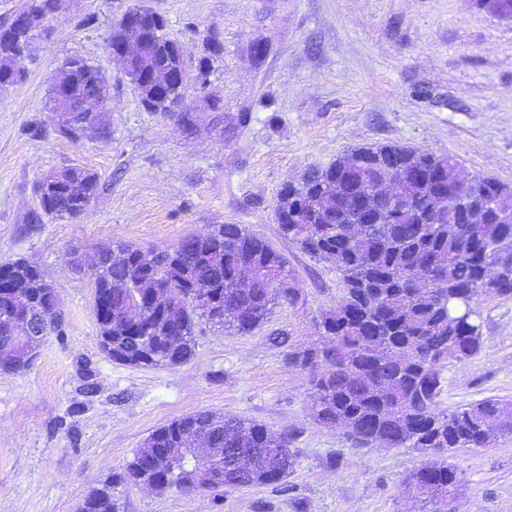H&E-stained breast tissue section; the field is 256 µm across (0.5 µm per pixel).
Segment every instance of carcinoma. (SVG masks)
Here are the masks:
<instances>
[{"instance_id":"obj_1","label":"carcinoma","mask_w":512,"mask_h":512,"mask_svg":"<svg viewBox=\"0 0 512 512\" xmlns=\"http://www.w3.org/2000/svg\"><path fill=\"white\" fill-rule=\"evenodd\" d=\"M58 2L31 0L32 29L18 42H0L1 87L22 80V62ZM143 26L153 58L147 79L168 94L169 76L185 70L184 59L158 12L144 13ZM104 82L98 67L81 56L66 58L57 78L62 86ZM83 120L81 112H65L55 132L69 140L110 134L105 125L85 126ZM378 153L414 171L409 203L382 199L362 210L356 196L364 193ZM97 186L96 175L82 168L51 173L31 221L79 215ZM434 194L479 204L489 220L471 224L462 211L431 214L425 203ZM276 212L281 234L328 263L343 284L342 296L318 322L322 347L288 354L290 363L311 371L319 423H342L356 448L385 438L394 448L428 455L491 447L494 421L512 430L511 401L491 398L440 409L443 377L437 369L478 351L479 299L512 295L511 187L490 177H464L452 155L390 143L359 147L309 170L303 186L281 190ZM89 258L97 265L94 299L112 304V317L97 318L101 347L125 365L178 366L194 354L199 322L243 335L265 323L276 305L297 298L284 257L240 224H215L165 252L113 243L84 256ZM197 283L207 284L216 298L207 310L192 295ZM58 302V290L38 267L23 258L1 263L0 344L13 333L10 316ZM188 448L206 460V471L187 465ZM271 448L287 452L272 454ZM296 462L288 438L264 425L197 411L150 433L121 471L88 493L79 512H118L115 489L129 483L161 493L223 491L228 483L285 492ZM409 482L431 512H448L460 475L444 459L414 470Z\"/></svg>"}]
</instances>
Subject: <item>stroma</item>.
Segmentation results:
<instances>
[{"label": "stroma", "mask_w": 512, "mask_h": 512, "mask_svg": "<svg viewBox=\"0 0 512 512\" xmlns=\"http://www.w3.org/2000/svg\"><path fill=\"white\" fill-rule=\"evenodd\" d=\"M164 16L186 84L173 112H149L113 62V24L136 2ZM217 36L206 85L196 80ZM267 52L255 56L254 48ZM80 55L111 86L108 137L53 135L43 104L61 62ZM19 83L0 87V263L19 257L59 291L61 335L33 363L0 370V512H76L144 439L213 410L289 438L288 492L118 487L120 512H427L408 482L424 459L407 448H356L314 418L308 371L289 352L320 346L339 275L283 238L279 192L309 167L374 144L453 155L466 175L512 186V21L473 0H62L35 38ZM38 123L46 138L26 133ZM79 167L98 187L76 218L29 223L46 173ZM215 224H240L288 261L299 290L247 335L200 324L193 356L138 367L101 350L89 273L75 256L124 242L164 250ZM482 344L441 369L440 406L512 401V296L482 299ZM94 393H86L87 383ZM462 482L453 512H512V433L449 452Z\"/></svg>", "instance_id": "35a3bbf8"}]
</instances>
